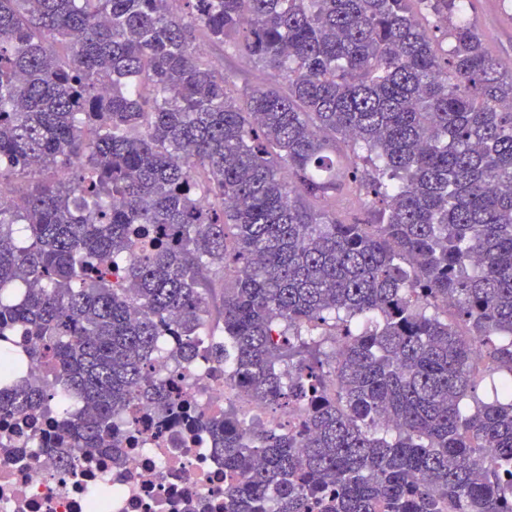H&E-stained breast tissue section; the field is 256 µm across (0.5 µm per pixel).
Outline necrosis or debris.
Masks as SVG:
<instances>
[{"label":"necrosis or debris","instance_id":"4bbe7bcc","mask_svg":"<svg viewBox=\"0 0 512 512\" xmlns=\"http://www.w3.org/2000/svg\"><path fill=\"white\" fill-rule=\"evenodd\" d=\"M155 377L182 396L181 415L141 403L118 427L124 462L111 453L82 452L74 471L59 468L48 445L54 417L0 415V512H224V458L196 435L200 421L235 404L246 425L287 424L245 389L225 379L206 357L170 356L177 340L164 334Z\"/></svg>","mask_w":512,"mask_h":512}]
</instances>
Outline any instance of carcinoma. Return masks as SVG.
<instances>
[{"label":"carcinoma","instance_id":"carcinoma-1","mask_svg":"<svg viewBox=\"0 0 512 512\" xmlns=\"http://www.w3.org/2000/svg\"><path fill=\"white\" fill-rule=\"evenodd\" d=\"M469 2L0 0V182L54 173L0 209V350L45 372L0 413L87 402L67 471L120 447L132 403L178 412L170 325L300 412L203 422L224 512H512V66ZM340 181L368 218L336 217ZM487 371L509 381L467 406ZM207 51L213 60H221L224 67L232 68L243 73L254 86H263L271 80L270 71L260 64H255L253 61L240 56H228L224 58L223 47L218 44H209Z\"/></svg>","mask_w":512,"mask_h":512}]
</instances>
